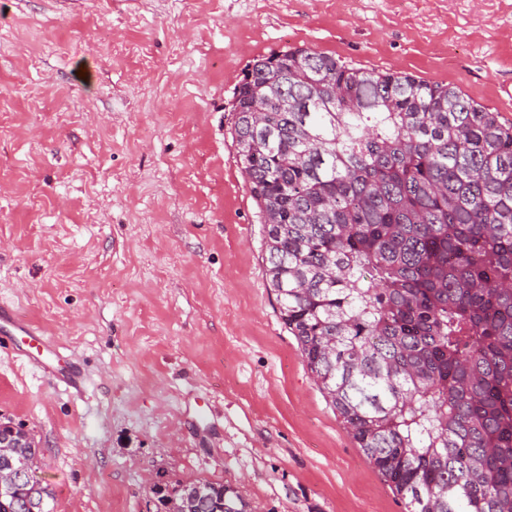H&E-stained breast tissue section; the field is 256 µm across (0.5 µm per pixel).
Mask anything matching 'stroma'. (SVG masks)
Instances as JSON below:
<instances>
[{"mask_svg":"<svg viewBox=\"0 0 512 512\" xmlns=\"http://www.w3.org/2000/svg\"><path fill=\"white\" fill-rule=\"evenodd\" d=\"M310 48L456 87L512 123V0H0V304L84 367L0 350L53 512H405L280 318L233 91ZM227 489L224 483L194 480L183 484L177 482L171 492L155 486L153 493L161 508L171 512L173 508H185L186 512H235L224 504Z\"/></svg>","mask_w":512,"mask_h":512,"instance_id":"35a3bbf8","label":"stroma"}]
</instances>
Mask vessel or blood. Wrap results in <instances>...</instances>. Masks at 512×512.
I'll use <instances>...</instances> for the list:
<instances>
[{
	"label": "vessel or blood",
	"mask_w": 512,
	"mask_h": 512,
	"mask_svg": "<svg viewBox=\"0 0 512 512\" xmlns=\"http://www.w3.org/2000/svg\"><path fill=\"white\" fill-rule=\"evenodd\" d=\"M0 336L8 338L18 355L42 374L50 376L55 384L68 389H81L80 372L70 360L65 359L54 341L3 305L0 306Z\"/></svg>",
	"instance_id": "b4317fda"
}]
</instances>
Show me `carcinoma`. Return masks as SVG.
Segmentation results:
<instances>
[{
    "instance_id": "obj_1",
    "label": "carcinoma",
    "mask_w": 512,
    "mask_h": 512,
    "mask_svg": "<svg viewBox=\"0 0 512 512\" xmlns=\"http://www.w3.org/2000/svg\"><path fill=\"white\" fill-rule=\"evenodd\" d=\"M234 140L266 276L329 405L407 512H512V126L309 48L258 59ZM224 484L154 488L224 512ZM20 482L0 512H50Z\"/></svg>"
}]
</instances>
